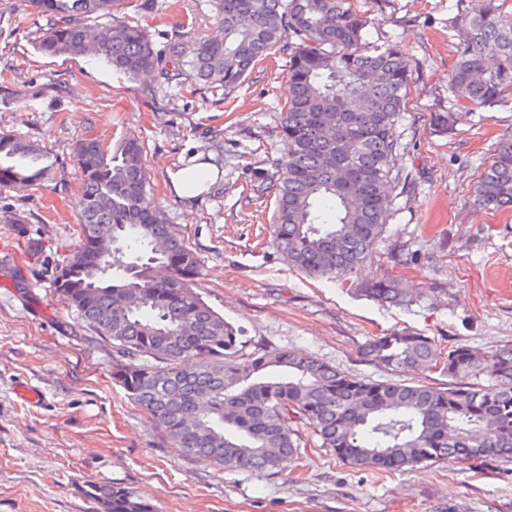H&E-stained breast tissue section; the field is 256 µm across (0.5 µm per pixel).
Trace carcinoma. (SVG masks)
Returning a JSON list of instances; mask_svg holds the SVG:
<instances>
[{"label": "carcinoma", "instance_id": "cac0c4a2", "mask_svg": "<svg viewBox=\"0 0 512 512\" xmlns=\"http://www.w3.org/2000/svg\"><path fill=\"white\" fill-rule=\"evenodd\" d=\"M46 20L36 46L48 56L101 57L130 77L163 65L149 29L118 16L124 0H26ZM454 25L458 57L448 75L454 107L432 115L448 131L462 115L512 94V0H472ZM215 36L188 52L195 79L234 92L263 60L291 50L288 98L278 112L287 152L276 172L251 170L250 191L273 201L268 234L291 266L344 278L370 262L396 187L411 61L396 45L366 38L368 21L350 0H212ZM110 17L99 30L90 18ZM144 141L115 150L86 136L74 146L83 180L79 243L55 278L60 300L112 344V379L182 454L227 470L275 475L308 438L361 470L391 473L428 461L512 462V346L482 358L431 338L393 331L369 340L363 358L392 371L440 367L446 387L372 382L307 353L243 352L241 329L194 291L201 261L148 190ZM52 168L39 144L0 133V183L38 186ZM478 204L512 208V145L502 147L474 187ZM167 267L156 279L151 264ZM399 302V281L362 289ZM497 384L470 382L483 368ZM102 512H152L121 488L91 486Z\"/></svg>", "mask_w": 512, "mask_h": 512}]
</instances>
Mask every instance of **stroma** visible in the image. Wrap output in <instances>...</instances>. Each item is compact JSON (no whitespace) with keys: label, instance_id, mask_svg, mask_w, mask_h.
Returning <instances> with one entry per match:
<instances>
[{"label":"stroma","instance_id":"obj_1","mask_svg":"<svg viewBox=\"0 0 512 512\" xmlns=\"http://www.w3.org/2000/svg\"><path fill=\"white\" fill-rule=\"evenodd\" d=\"M470 0H353L369 41L412 59L397 126V184L374 258L349 279L310 278L269 240L273 206L246 193L251 168L274 171L286 144L276 131L288 93V54L259 63L225 101L206 87L160 88L92 57H50L34 46L41 20L0 0V131L39 143L53 162L28 191L0 186V266L20 267L25 289L0 276V512H95L88 485L134 492L154 512H512V464L428 462L390 474L339 461L310 438L281 474L222 470L181 455L112 380V347L57 297L53 279L78 240L81 172L75 142L116 148L141 136L153 193L201 260L195 290L242 329L246 352L291 348L360 377L393 372L363 359L374 336L412 330L440 349L512 346V208L472 200L492 157L512 144V98L470 113L452 132L447 111L457 55L454 24ZM125 17L149 24L157 48L207 33L211 0H155ZM224 157L208 190L185 203L168 174L194 156ZM24 216L23 226L13 223ZM401 276L408 301L361 295ZM42 400L23 405L19 384Z\"/></svg>","mask_w":512,"mask_h":512}]
</instances>
